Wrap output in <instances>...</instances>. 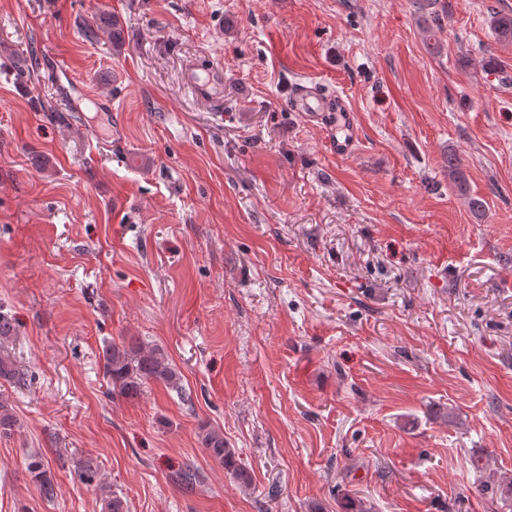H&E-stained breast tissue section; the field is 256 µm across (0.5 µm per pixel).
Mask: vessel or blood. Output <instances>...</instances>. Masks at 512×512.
I'll use <instances>...</instances> for the list:
<instances>
[{
  "instance_id": "vessel-or-blood-1",
  "label": "vessel or blood",
  "mask_w": 512,
  "mask_h": 512,
  "mask_svg": "<svg viewBox=\"0 0 512 512\" xmlns=\"http://www.w3.org/2000/svg\"><path fill=\"white\" fill-rule=\"evenodd\" d=\"M294 111L306 113L310 117L332 113L335 127L329 134L330 148L336 156L351 154L358 142V129L344 99L331 100L314 90L295 93L290 99Z\"/></svg>"
}]
</instances>
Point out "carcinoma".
Here are the masks:
<instances>
[{"label": "carcinoma", "mask_w": 512, "mask_h": 512, "mask_svg": "<svg viewBox=\"0 0 512 512\" xmlns=\"http://www.w3.org/2000/svg\"><path fill=\"white\" fill-rule=\"evenodd\" d=\"M490 24L499 43L512 44L511 13L491 12ZM448 176L459 191L467 196L470 210L476 214L482 213L484 200L467 195L466 178L459 160L454 156L448 157ZM102 359L104 376L112 386L114 394L134 398L150 383H161L178 394H183L181 375L162 348L148 347L139 340L120 344L108 342L102 349ZM200 438L208 454L231 471L240 484L245 487L251 485L250 473L239 463L236 451L224 442L223 433L204 427L200 430ZM473 466L483 479L482 490L490 492L496 502L512 508V478L505 480L489 471L480 457L473 461ZM29 472L39 483L42 496L48 500L55 498L56 489L46 476L43 462L32 460ZM336 512H374V506L364 498L343 495L336 498Z\"/></svg>", "instance_id": "carcinoma-1"}]
</instances>
